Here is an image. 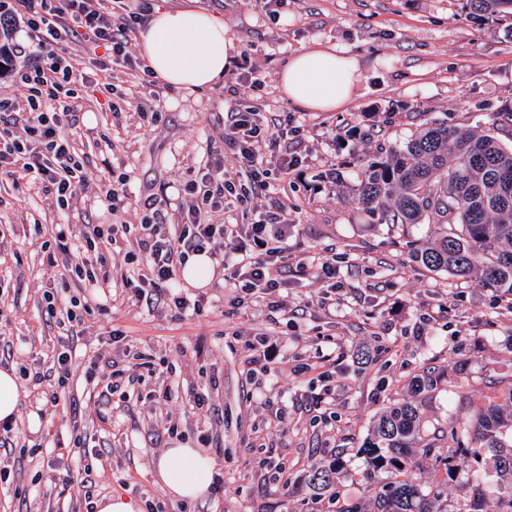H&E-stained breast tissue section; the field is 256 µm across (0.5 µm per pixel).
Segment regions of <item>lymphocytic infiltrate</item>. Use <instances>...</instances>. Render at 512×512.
<instances>
[{
  "label": "lymphocytic infiltrate",
  "mask_w": 512,
  "mask_h": 512,
  "mask_svg": "<svg viewBox=\"0 0 512 512\" xmlns=\"http://www.w3.org/2000/svg\"><path fill=\"white\" fill-rule=\"evenodd\" d=\"M149 11L146 0H15L14 6H0V23L26 37L14 46L22 64L11 71L22 84L26 107L15 110L0 98V175L51 188L58 213L85 211L78 194L87 181L84 157L65 129L76 124L84 99L113 93L115 66L147 72L132 39L146 26ZM85 56L95 73L77 90L71 77ZM226 129L224 148L208 147L207 163L183 186L172 215L146 203L138 237L119 221L55 225L56 246L67 262L44 299L49 308L64 309V341L84 333L87 294L116 285L128 299L160 300L175 313L202 314V301L183 293L176 280L189 255L201 252L218 268L217 287L244 294L269 312L287 313L275 260L284 252L291 226L284 202L273 197L267 155L275 153L281 173L300 168V151L286 146L299 129L289 118L269 123L251 107L228 112ZM228 152L236 161L229 169L224 166ZM261 196L269 200L263 210L255 204ZM239 215L244 218L240 224L235 221ZM119 243L127 247L124 261L132 272L117 281L104 249Z\"/></svg>",
  "instance_id": "obj_1"
}]
</instances>
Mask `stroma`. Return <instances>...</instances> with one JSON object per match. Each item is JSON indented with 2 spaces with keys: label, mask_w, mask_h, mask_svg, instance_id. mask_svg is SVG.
<instances>
[{
  "label": "stroma",
  "mask_w": 512,
  "mask_h": 512,
  "mask_svg": "<svg viewBox=\"0 0 512 512\" xmlns=\"http://www.w3.org/2000/svg\"><path fill=\"white\" fill-rule=\"evenodd\" d=\"M195 6L224 20L257 65L260 87L232 95L218 83L187 93L162 82L165 110L154 126L140 128L131 111L113 124L88 101L68 134L86 158L89 192L98 191L109 170H127L130 195L163 196L174 205L207 142H221L227 112L250 106L271 119L289 114L302 130L305 162L289 175L270 174L294 226L288 261L279 269L288 284V316L237 306L233 292L211 287L200 316L128 299L91 305L57 405L45 407L30 392L22 399L18 445L0 481V512H75L88 491L97 499L126 497L138 512L156 505L163 512H340L369 499L377 485L360 450L380 412L415 398L426 432L455 429L457 443L470 448V413L498 399L512 378V299L477 279L418 267L411 250L428 225L379 223L355 194L367 166L427 118L512 144V20L474 16L464 0H283L276 20L266 0H195ZM327 45L357 60L362 81L336 111L293 107L278 86L280 68L294 53ZM57 222L51 195L0 175V346H11L8 365L17 370H49L62 349L43 299L55 273L47 257L57 250ZM309 251L342 256L336 285L343 305H320L328 285L299 263ZM115 328L125 341L111 343ZM255 328L268 329L276 348L275 368L260 386L247 377V340ZM130 348L141 355V376L124 385L119 416L101 422L98 393L85 381L87 359L99 350L120 358ZM320 354L327 355L324 370L336 386L330 416L313 404L322 392L321 372L293 371ZM424 372L436 376V385L411 395L412 379ZM161 381L174 397L156 405L147 393ZM196 392L214 406L204 427L191 409ZM74 399L81 404L92 485L60 489L46 475L70 444ZM35 413L40 428L34 432ZM173 422L178 432L171 435ZM203 429L210 436L205 451L223 481L199 499H175L157 483L155 463ZM266 456L287 459L288 486L269 483L257 465ZM334 462L339 468L329 487L311 483L312 474ZM407 468L440 512L463 504L471 486L467 464L451 477L433 456L412 457Z\"/></svg>",
  "instance_id": "stroma-1"
}]
</instances>
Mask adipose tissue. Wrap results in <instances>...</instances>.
I'll list each match as a JSON object with an SVG mask.
<instances>
[{"label":"adipose tissue","mask_w":512,"mask_h":512,"mask_svg":"<svg viewBox=\"0 0 512 512\" xmlns=\"http://www.w3.org/2000/svg\"><path fill=\"white\" fill-rule=\"evenodd\" d=\"M138 48L159 80L190 91L220 81L239 52L223 20L190 6L155 11ZM361 79L356 62L333 48L295 53L279 72L289 102L308 112L348 103ZM155 474L171 496L193 500L208 492L214 466L200 449L178 443L159 456Z\"/></svg>","instance_id":"adipose-tissue-1"}]
</instances>
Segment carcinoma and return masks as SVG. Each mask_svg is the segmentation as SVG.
Returning <instances> with one entry per match:
<instances>
[{"mask_svg":"<svg viewBox=\"0 0 512 512\" xmlns=\"http://www.w3.org/2000/svg\"><path fill=\"white\" fill-rule=\"evenodd\" d=\"M480 17L512 18V0H466ZM358 202L386 224H428L427 238L412 251L413 261L456 278H479L484 287L512 297V146L474 130L427 119L406 142L373 162L358 186ZM504 402L474 409V448L448 450V474L458 462L488 451L501 482L512 485V381ZM421 412L403 401L380 413L363 447L377 475H387L366 502L339 512H437L405 459L440 450L437 436L420 432Z\"/></svg>","mask_w":512,"mask_h":512,"instance_id":"1","label":"carcinoma"}]
</instances>
